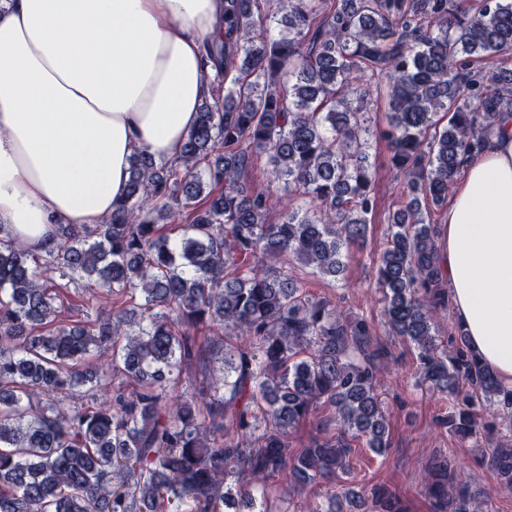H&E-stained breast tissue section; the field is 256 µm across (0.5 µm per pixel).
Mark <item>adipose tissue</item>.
<instances>
[{"mask_svg":"<svg viewBox=\"0 0 512 512\" xmlns=\"http://www.w3.org/2000/svg\"><path fill=\"white\" fill-rule=\"evenodd\" d=\"M224 0H0V223L43 252L111 219L131 158H177ZM439 249L470 348L512 388V116L468 159Z\"/></svg>","mask_w":512,"mask_h":512,"instance_id":"adipose-tissue-1","label":"adipose tissue"}]
</instances>
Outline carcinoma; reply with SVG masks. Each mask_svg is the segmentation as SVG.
I'll list each match as a JSON object with an SVG mask.
<instances>
[{"label":"carcinoma","mask_w":512,"mask_h":512,"mask_svg":"<svg viewBox=\"0 0 512 512\" xmlns=\"http://www.w3.org/2000/svg\"><path fill=\"white\" fill-rule=\"evenodd\" d=\"M253 2L225 0L224 36L206 49L224 98L202 103L179 158L136 152L112 220L62 226L43 254L0 239V512H269L255 483L285 472L302 489L331 483L328 509L307 512L358 497L336 491V473L356 439L389 447L387 350L272 260L335 277L365 242L377 199L358 104L376 81L406 195L377 261L386 324L417 350L421 381L453 400L446 424L460 438L512 413V389L463 330L451 351L436 334L449 298L430 221L466 157L512 115V68L468 63L512 51V0H279L286 29L274 36L257 32ZM260 157L288 195L246 188ZM177 211L187 223L175 240ZM70 284L84 319L61 316ZM200 327L224 341L204 349ZM206 351L222 354L223 376L169 397ZM322 405L337 431L293 447ZM490 462L511 489L512 444ZM426 480L434 512H484L448 459ZM367 498L371 512H404L385 484Z\"/></svg>","instance_id":"cac0c4a2"}]
</instances>
